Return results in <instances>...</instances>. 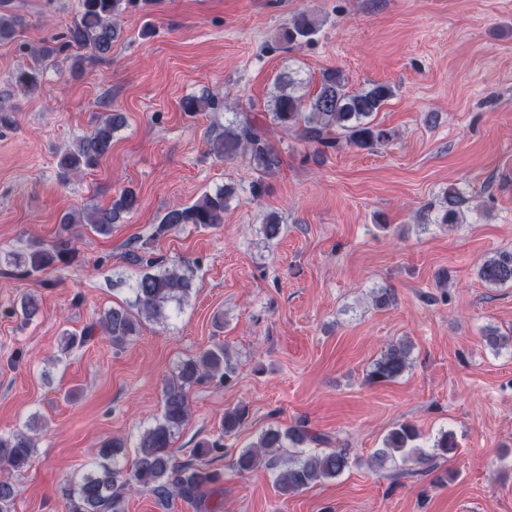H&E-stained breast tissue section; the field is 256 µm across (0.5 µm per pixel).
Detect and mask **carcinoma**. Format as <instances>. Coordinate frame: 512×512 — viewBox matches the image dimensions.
<instances>
[{"label": "carcinoma", "instance_id": "carcinoma-1", "mask_svg": "<svg viewBox=\"0 0 512 512\" xmlns=\"http://www.w3.org/2000/svg\"><path fill=\"white\" fill-rule=\"evenodd\" d=\"M133 0H81V18L67 28L63 43L47 40L34 51V65L14 70L11 81L17 87L32 91L40 83V60L76 47L86 55L74 58V67L83 69L88 63L103 59L112 51L119 36L117 16ZM18 20L0 15V41L16 36ZM317 31L315 20L301 13L289 21L278 34V41L296 45L308 41ZM348 77L340 69L322 72L317 90L306 95L300 92L302 82L293 73L276 78L274 91L267 102L271 124L282 131L296 133L309 143L335 148L340 142L356 149H373L390 142L391 130L374 122V114L395 95L387 83L373 82L356 92L349 90ZM223 106L217 94L206 93L187 97L182 102L185 112H205ZM120 113H113L97 123L93 130L78 137L73 148L62 153L58 160L59 176L66 179L95 167L112 149L114 133L124 124ZM209 151L220 160L242 159L258 177L250 185L252 197L264 192V178L276 172L281 156L268 138L267 128L247 116L235 117L224 123V132L209 141ZM237 190L231 185L204 193L194 203L168 211L154 228L160 237L184 224L213 226L224 222V211ZM469 198L457 186H450L435 208L433 223L452 227L464 222ZM137 207V196L130 190L113 199L110 206L94 205L68 215L56 240L49 245L31 242L0 253V267L15 276L47 273L75 261L76 252L69 230L73 224H85L92 232L109 236L112 226L123 215ZM287 225L278 215L269 214L259 232L269 246L278 242ZM124 260L139 270L131 288L132 299L105 310L95 322L85 326L80 334L65 332L60 352L68 354L75 346L90 340L97 331L108 336L115 348L123 347L148 323H164L188 302L194 288L195 272L190 263L181 261L166 265L142 248L130 243ZM479 277L492 286H512V251H500L486 259ZM23 319L32 320L40 310L36 296L25 294L18 303ZM410 347L404 343L392 345L376 359L366 373L370 384L392 381L411 366ZM236 370L227 347L222 342L177 365L175 377L164 388L162 411L154 423L143 432L136 445V458L127 467L121 441H107L97 452L96 461L80 476L66 494V512H125L124 493L133 488L142 490L158 501L170 504L184 501L199 512H218L205 506L206 493L220 487L224 473L212 462L224 456L223 438L236 435L246 424L248 409L237 406L224 411L221 434L212 440H202L193 448L191 458H177L171 448L174 439L189 418V393L206 380L218 379L230 385ZM421 435L409 422L397 424L386 436L384 446L374 456L378 466L401 460L409 474L423 475L437 468L436 459L456 449L454 435L440 433L428 452L419 444ZM32 439L22 431L0 434V467L21 471L31 460ZM350 462L346 443H333L327 434L316 432L307 422L291 427L270 426L256 441L242 448L231 465L244 474L264 463L279 469L276 482L285 494L300 492L313 484L340 476ZM18 488L9 477H0V512H13Z\"/></svg>", "mask_w": 512, "mask_h": 512}]
</instances>
